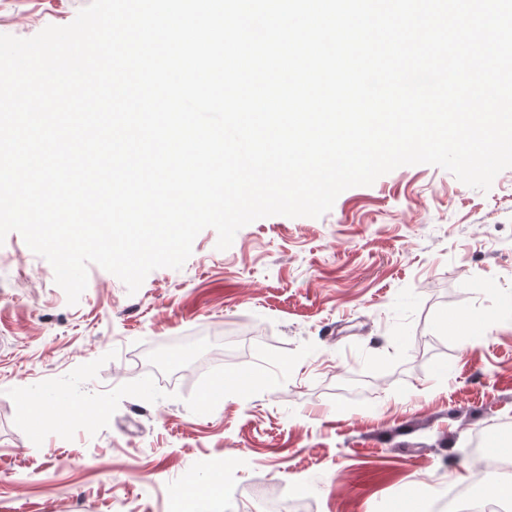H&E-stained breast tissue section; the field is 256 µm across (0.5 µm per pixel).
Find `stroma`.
I'll return each instance as SVG.
<instances>
[{"instance_id": "35a3bbf8", "label": "stroma", "mask_w": 512, "mask_h": 512, "mask_svg": "<svg viewBox=\"0 0 512 512\" xmlns=\"http://www.w3.org/2000/svg\"><path fill=\"white\" fill-rule=\"evenodd\" d=\"M89 0H0V34ZM136 293L98 265L77 304L0 243V512H172L187 475L304 512H446L470 447L512 448V168L488 192L428 164L270 216ZM223 384L211 405L203 389ZM99 407L34 428L24 396Z\"/></svg>"}]
</instances>
